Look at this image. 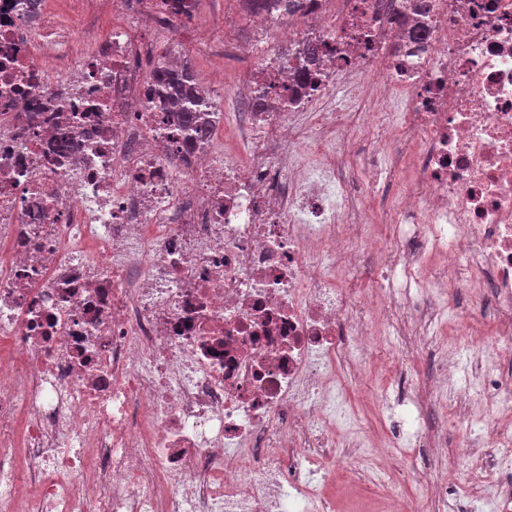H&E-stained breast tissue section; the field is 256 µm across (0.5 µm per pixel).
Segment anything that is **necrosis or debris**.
<instances>
[{"mask_svg":"<svg viewBox=\"0 0 512 512\" xmlns=\"http://www.w3.org/2000/svg\"><path fill=\"white\" fill-rule=\"evenodd\" d=\"M180 34L201 0H106ZM268 0L218 55L279 81L246 156L180 129L153 75L177 61L124 28L73 38L45 0H0V512H336V427L381 359L378 326L450 364L457 292L488 302L460 422L493 410L499 455L459 439L466 493L512 512V0ZM341 43L295 65L305 41ZM357 79L367 112H327ZM412 145L408 192L375 265L342 177L355 127ZM446 378L412 396L445 459Z\"/></svg>","mask_w":512,"mask_h":512,"instance_id":"1","label":"necrosis or debris"}]
</instances>
